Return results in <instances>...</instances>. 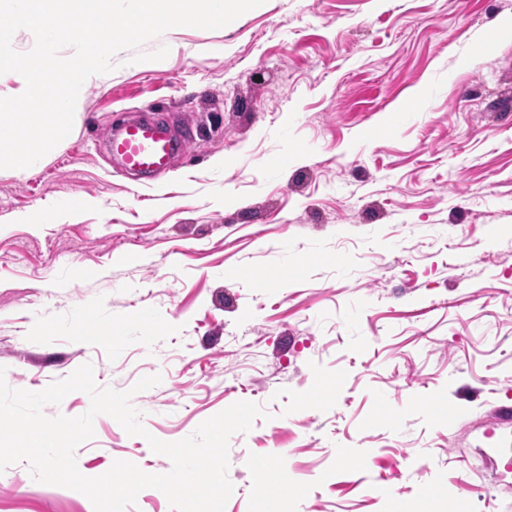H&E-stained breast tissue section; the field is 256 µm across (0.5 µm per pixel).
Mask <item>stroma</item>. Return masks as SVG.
Masks as SVG:
<instances>
[{
  "label": "stroma",
  "instance_id": "stroma-1",
  "mask_svg": "<svg viewBox=\"0 0 512 512\" xmlns=\"http://www.w3.org/2000/svg\"><path fill=\"white\" fill-rule=\"evenodd\" d=\"M163 46L116 55L42 167L0 169L6 384L86 363L119 391L161 375L132 404L167 442L260 405L229 440L225 512H512V0H265L142 49ZM146 105L197 135L136 188L100 141ZM85 308L123 323L115 341ZM94 430L83 475L170 470L111 416ZM0 512L94 508L22 462Z\"/></svg>",
  "mask_w": 512,
  "mask_h": 512
}]
</instances>
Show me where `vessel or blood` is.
<instances>
[{
	"label": "vessel or blood",
	"instance_id": "obj_1",
	"mask_svg": "<svg viewBox=\"0 0 512 512\" xmlns=\"http://www.w3.org/2000/svg\"><path fill=\"white\" fill-rule=\"evenodd\" d=\"M192 140L189 125H176L151 112L105 135L107 150L119 169L147 181L168 171L178 157L185 155Z\"/></svg>",
	"mask_w": 512,
	"mask_h": 512
}]
</instances>
